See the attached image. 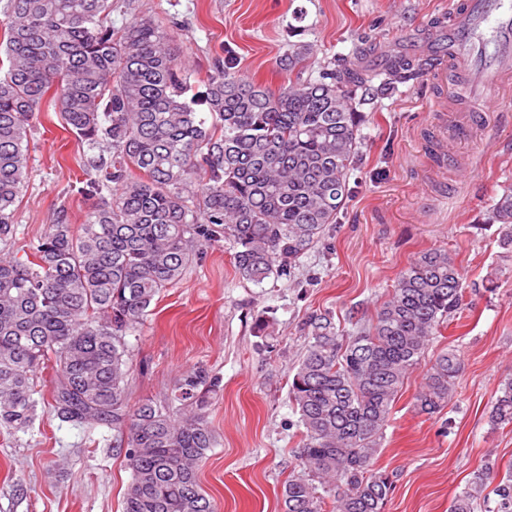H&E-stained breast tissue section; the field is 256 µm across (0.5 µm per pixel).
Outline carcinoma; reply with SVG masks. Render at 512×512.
<instances>
[{
	"label": "carcinoma",
	"instance_id": "carcinoma-1",
	"mask_svg": "<svg viewBox=\"0 0 512 512\" xmlns=\"http://www.w3.org/2000/svg\"><path fill=\"white\" fill-rule=\"evenodd\" d=\"M0 30V426H31L34 376L48 370L55 417L107 427L124 450V512H215L198 471L216 443L204 412L219 377L203 368L186 376L179 419L150 403L131 411L125 336L217 239L246 281L296 277L348 198L362 124L350 99L376 74L333 67L272 91L229 54L198 81L154 17L112 27V0H6ZM308 55L295 45L279 65L300 72ZM416 67L395 57L380 90L407 83ZM52 111L83 144L78 193L88 209L77 232L59 210L19 257L11 246L31 132ZM492 214L511 255L512 188ZM463 281L447 252L426 251L356 335L341 334L327 312L306 317L308 345L288 390L302 471L283 485V512H383L393 482L371 459L405 379L460 309ZM462 370L455 351L439 352L418 412L440 413ZM490 418L512 424V381ZM487 489L497 512H512V473L498 480L490 466L452 512H474Z\"/></svg>",
	"mask_w": 512,
	"mask_h": 512
}]
</instances>
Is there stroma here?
<instances>
[{"label":"stroma","instance_id":"1","mask_svg":"<svg viewBox=\"0 0 512 512\" xmlns=\"http://www.w3.org/2000/svg\"><path fill=\"white\" fill-rule=\"evenodd\" d=\"M447 8L448 0H112V25L155 16L173 30L197 77L225 49L244 73L275 89L288 82L277 61L289 45H311L310 75L333 60L381 68L395 53L423 54L435 16ZM438 94L423 72L360 104L351 192L296 281L239 279L232 250L215 242L127 335L131 406L148 400L170 408L197 368L221 378L207 411L216 444L199 472L216 512H281L282 486L301 471L288 388L307 344L303 318L327 311L349 332L368 323L400 271L430 249L452 255L465 291L460 313L427 354L455 350L464 371L448 406L432 417L415 408L424 369L405 381L372 464L393 482L384 512H450L476 471L512 464V425L490 422L499 388L512 380V257L503 256L491 220L495 200L512 186V91L488 107L468 140L450 144L455 167L425 152ZM81 150L58 115L42 114L30 139L16 247L37 242L60 209L82 223ZM49 386L41 374L43 400L30 429H0V512H122L131 472L112 448L111 430L59 422L44 400Z\"/></svg>","mask_w":512,"mask_h":512}]
</instances>
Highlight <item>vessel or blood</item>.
Instances as JSON below:
<instances>
[{
	"instance_id": "b4317fda",
	"label": "vessel or blood",
	"mask_w": 512,
	"mask_h": 512,
	"mask_svg": "<svg viewBox=\"0 0 512 512\" xmlns=\"http://www.w3.org/2000/svg\"><path fill=\"white\" fill-rule=\"evenodd\" d=\"M437 26L442 39L426 51L433 81L447 83L449 70L468 77L469 97L435 103L434 132L427 142L430 155L446 153L449 142L466 138L481 108L491 105L512 84V0H448Z\"/></svg>"
}]
</instances>
